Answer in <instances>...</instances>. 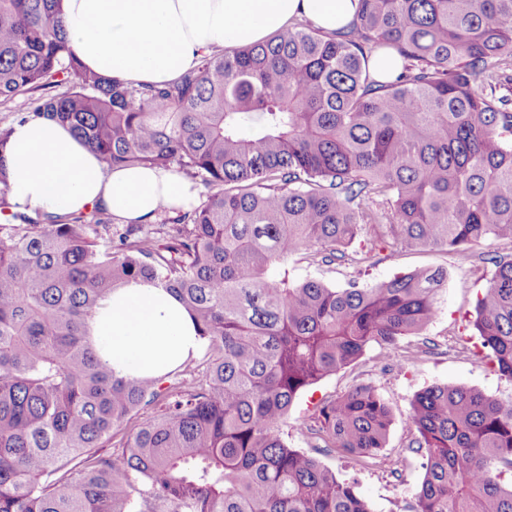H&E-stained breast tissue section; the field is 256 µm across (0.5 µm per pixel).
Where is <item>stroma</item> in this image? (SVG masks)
Wrapping results in <instances>:
<instances>
[{
	"label": "stroma",
	"instance_id": "stroma-1",
	"mask_svg": "<svg viewBox=\"0 0 512 512\" xmlns=\"http://www.w3.org/2000/svg\"><path fill=\"white\" fill-rule=\"evenodd\" d=\"M474 257L441 249L382 245L368 262L325 265L307 254L290 258L289 264L302 279H316L343 288L350 281L370 285L398 273L427 267L448 271L446 288L441 292L435 320L422 337L437 345L435 353L407 360L403 367L385 369L384 349L372 345L354 364L318 382L295 400L285 423L279 429L290 447L311 451L316 441L301 428L312 416L319 401L336 398L360 384H370L389 402L393 424L385 448L375 457H357L342 451L320 453L321 463L339 479L352 482L356 494L368 502L373 512H412L416 493L423 479V456L410 446L407 423L414 396L437 384H457L478 389L502 400L512 399V381L489 372L471 355L473 345L461 317L474 308L476 296L490 278L489 257L512 254V243L493 241L477 248ZM419 337V338H422ZM419 338L401 340L402 351H412Z\"/></svg>",
	"mask_w": 512,
	"mask_h": 512
}]
</instances>
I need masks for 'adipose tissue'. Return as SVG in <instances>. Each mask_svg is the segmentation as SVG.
<instances>
[{"mask_svg": "<svg viewBox=\"0 0 512 512\" xmlns=\"http://www.w3.org/2000/svg\"><path fill=\"white\" fill-rule=\"evenodd\" d=\"M358 0H63L68 47L93 71L136 87L165 86L200 54L266 40L296 21L333 33ZM14 210L62 215L107 208L144 222L164 208L191 209L197 193L171 170L108 167L67 126L15 124L5 151ZM99 359L114 374L160 377L196 356L193 318L165 288L132 281L105 297L89 322Z\"/></svg>", "mask_w": 512, "mask_h": 512, "instance_id": "ef3b65f1", "label": "adipose tissue"}]
</instances>
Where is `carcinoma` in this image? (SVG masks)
I'll return each mask as SVG.
<instances>
[{
  "mask_svg": "<svg viewBox=\"0 0 512 512\" xmlns=\"http://www.w3.org/2000/svg\"><path fill=\"white\" fill-rule=\"evenodd\" d=\"M63 0H0V100L68 125L107 166L174 168L202 201L159 224L107 210L12 212L0 223V512H372L352 483L278 434L295 399L373 344L434 319L444 268L336 288L289 257L363 263L377 244L466 254L512 242V0H359L326 34L297 22L136 88L68 50ZM381 48L403 61L370 78ZM66 91L45 97L49 86ZM0 128V213L11 207ZM361 237L368 249L349 253ZM469 321L473 357L512 380V254ZM162 285L204 355L161 378H117L87 337L114 288ZM171 380L166 391L160 385ZM154 415L126 431L139 410ZM425 473L414 512H512V400L456 384L411 402ZM392 410L357 385L307 431L375 457ZM109 455L98 453L117 434ZM144 488H137V484Z\"/></svg>",
  "mask_w": 512,
  "mask_h": 512,
  "instance_id": "1",
  "label": "carcinoma"
}]
</instances>
